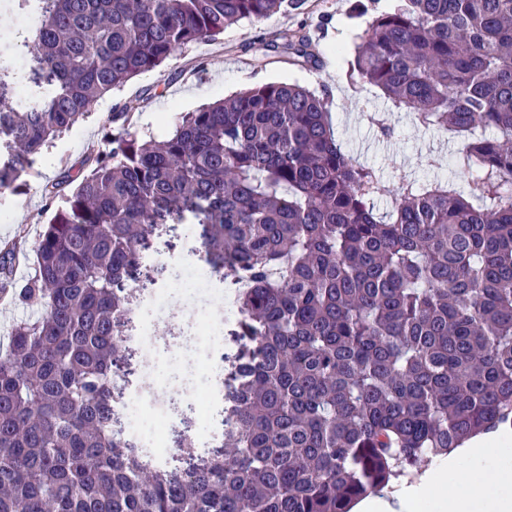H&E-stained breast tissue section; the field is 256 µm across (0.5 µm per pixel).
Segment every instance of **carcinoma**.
<instances>
[{
  "instance_id": "cac0c4a2",
  "label": "carcinoma",
  "mask_w": 512,
  "mask_h": 512,
  "mask_svg": "<svg viewBox=\"0 0 512 512\" xmlns=\"http://www.w3.org/2000/svg\"><path fill=\"white\" fill-rule=\"evenodd\" d=\"M0 43V190L21 193L54 139L171 55L299 0H13ZM310 62L306 32L269 44ZM350 78L463 138L473 172L393 187L337 142L331 97L250 87L182 112L161 140L102 125L107 148L44 187L58 205L36 275L0 293L44 313L0 352V512H349L469 436L512 427V0H403L375 13ZM491 136L474 139L475 130ZM393 195L381 216L375 201ZM199 228L234 289L224 430L158 464L117 427L141 254Z\"/></svg>"
}]
</instances>
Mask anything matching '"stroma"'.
<instances>
[{
	"instance_id": "stroma-1",
	"label": "stroma",
	"mask_w": 512,
	"mask_h": 512,
	"mask_svg": "<svg viewBox=\"0 0 512 512\" xmlns=\"http://www.w3.org/2000/svg\"><path fill=\"white\" fill-rule=\"evenodd\" d=\"M356 0H303L299 10L275 14L261 22H242L225 28L212 44L188 48L170 56L160 71L148 72L100 99L88 118L73 126L45 149L25 192L0 190V243L20 241L33 246L47 224L52 208L44 186L67 168H81L86 157L102 150L99 129L111 112L132 103L131 125L139 134L167 135L177 113L191 112L233 92L267 82L286 81L311 90H328L337 140L349 157L376 168L390 183L401 180L448 178L464 189L468 174L462 166V143L452 135L417 127L403 112L390 111L381 91L352 84L349 72L353 48L366 27L353 15ZM306 26L319 63L311 66L291 55L262 53V43L286 30ZM379 112L394 130L381 135L369 116ZM222 309L225 326H232L234 305L223 294L174 290L167 310L194 317L203 309Z\"/></svg>"
}]
</instances>
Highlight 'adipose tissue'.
Masks as SVG:
<instances>
[{"label":"adipose tissue","mask_w":512,"mask_h":512,"mask_svg":"<svg viewBox=\"0 0 512 512\" xmlns=\"http://www.w3.org/2000/svg\"><path fill=\"white\" fill-rule=\"evenodd\" d=\"M350 512H512V434H480L414 480L389 483Z\"/></svg>","instance_id":"adipose-tissue-1"}]
</instances>
